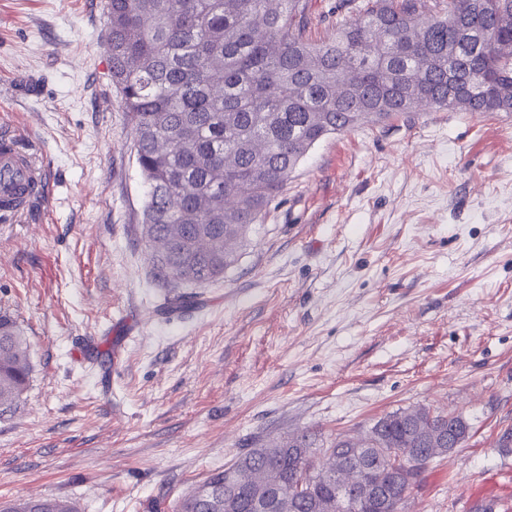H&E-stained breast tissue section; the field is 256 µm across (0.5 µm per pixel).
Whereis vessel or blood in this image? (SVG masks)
Returning a JSON list of instances; mask_svg holds the SVG:
<instances>
[{
	"label": "vessel or blood",
	"mask_w": 512,
	"mask_h": 512,
	"mask_svg": "<svg viewBox=\"0 0 512 512\" xmlns=\"http://www.w3.org/2000/svg\"><path fill=\"white\" fill-rule=\"evenodd\" d=\"M50 166L36 160L12 132L0 133V219H14L49 191Z\"/></svg>",
	"instance_id": "b4317fda"
}]
</instances>
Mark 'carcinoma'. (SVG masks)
Here are the masks:
<instances>
[{"mask_svg":"<svg viewBox=\"0 0 512 512\" xmlns=\"http://www.w3.org/2000/svg\"><path fill=\"white\" fill-rule=\"evenodd\" d=\"M354 21L309 37L310 0H108L112 85L133 125L144 180L152 274L171 311L181 291L235 264L252 224L308 150L331 134L421 106L512 112V0H344ZM15 321L0 315V412L26 391L31 367ZM459 414H388L339 437L319 465L311 435L273 437L210 475L178 512H254L261 488L293 489L288 512H345L339 489L360 480L411 485L464 444ZM408 450L403 469L386 451ZM0 512H77L59 499L5 502Z\"/></svg>","mask_w":512,"mask_h":512,"instance_id":"carcinoma-1","label":"carcinoma"}]
</instances>
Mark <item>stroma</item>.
Listing matches in <instances>:
<instances>
[{
    "label": "stroma",
    "mask_w": 512,
    "mask_h": 512,
    "mask_svg": "<svg viewBox=\"0 0 512 512\" xmlns=\"http://www.w3.org/2000/svg\"><path fill=\"white\" fill-rule=\"evenodd\" d=\"M105 2L0 0V130L52 167L49 196L0 223V311L31 365L0 413V501L173 512L262 440L425 406L471 436L405 512H512V112L323 139L223 278L165 314Z\"/></svg>",
    "instance_id": "obj_1"
}]
</instances>
